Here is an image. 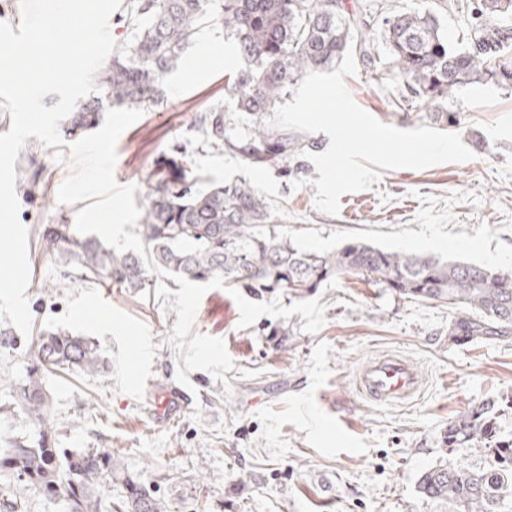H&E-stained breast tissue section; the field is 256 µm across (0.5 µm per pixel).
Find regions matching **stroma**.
<instances>
[{"label": "stroma", "instance_id": "1", "mask_svg": "<svg viewBox=\"0 0 512 512\" xmlns=\"http://www.w3.org/2000/svg\"><path fill=\"white\" fill-rule=\"evenodd\" d=\"M238 67L223 30L202 28L166 79L165 108L144 111L122 133L114 174L135 185L137 207L147 203L157 156L180 144L203 179L254 184L275 224L302 248L325 252L363 240L512 271V91L467 87L443 106L407 111L399 107V84L375 81L362 66L345 76L355 102L378 120L459 134L474 158L384 171L372 188L342 195L331 217L314 207L318 173L306 158L254 165L208 145L195 128L197 113L234 111L224 82ZM53 154L31 137L17 159L38 174L31 190L16 191L28 231L33 326L92 338L108 365L103 377L60 372L47 379L56 447L114 450L169 512H460L422 496L417 482L441 464H492L488 447L443 444L448 424L475 405H490L499 437L512 438V335L451 344L448 324L458 310L361 276L317 288L326 318L318 334L304 332L298 314L265 315L242 329L234 298L216 288L203 296L193 330L224 339L234 368L222 382L189 373L195 392L188 405L157 423V397L179 387L177 353L167 342L177 314L155 293L159 275L140 291L88 283L73 278L64 255L43 250L40 228L74 223L83 208L59 203L70 169ZM298 179L305 187L292 190ZM32 342L0 322L1 438L32 428L12 392L34 362ZM386 352L425 374L415 401L377 405L360 393L358 372Z\"/></svg>", "mask_w": 512, "mask_h": 512}]
</instances>
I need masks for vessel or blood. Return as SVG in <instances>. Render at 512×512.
Listing matches in <instances>:
<instances>
[{
	"instance_id": "1",
	"label": "vessel or blood",
	"mask_w": 512,
	"mask_h": 512,
	"mask_svg": "<svg viewBox=\"0 0 512 512\" xmlns=\"http://www.w3.org/2000/svg\"><path fill=\"white\" fill-rule=\"evenodd\" d=\"M357 384L368 400L389 405L413 398L423 389L425 378L398 356L382 354L360 371Z\"/></svg>"
}]
</instances>
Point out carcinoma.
Returning a JSON list of instances; mask_svg holds the SVG:
<instances>
[{
	"label": "carcinoma",
	"instance_id": "1",
	"mask_svg": "<svg viewBox=\"0 0 512 512\" xmlns=\"http://www.w3.org/2000/svg\"><path fill=\"white\" fill-rule=\"evenodd\" d=\"M462 12L474 9L466 26L465 47L448 44V32L431 7L386 14L378 38L368 18L374 0L348 10L343 0H126L118 17L127 37L95 76L100 95L77 103L70 135L99 122L104 105L159 108L166 102V77L184 63L205 19L232 39L240 68L224 83L236 116L222 109L196 115L195 126L212 146L262 165L298 152L305 144L267 125L274 110L309 72L342 62L348 49L375 70V80L405 89L402 103H444L471 85L493 84L499 68L512 71V0H457ZM381 47H375V43ZM248 124V136L233 133ZM140 223L148 257L161 268L191 282L220 274L231 287L256 294L280 290L303 299L324 282L341 276H366L399 295L444 302L469 310L448 325L449 339L461 343L512 333V273L427 254L384 250L353 240L333 251L299 248L276 229L265 197L250 182L237 179L198 187L200 177L186 150L174 147L154 171ZM41 245L65 254L80 280L105 281L119 288L147 287L149 270L134 252H117L69 224L41 230ZM36 364L13 398L33 425L29 437L12 436L0 445V512H21L14 484L61 503L62 512H110L116 485L119 506L127 512H167L165 506L125 471L111 451L55 447L46 377L76 370L97 375L106 365L99 347L85 336L44 329L36 337ZM490 407L478 405L452 421L444 445L451 448L493 445L497 465L490 469L439 465L424 471L417 484L426 498L447 500L463 512H500L512 497V439H496Z\"/></svg>",
	"mask_w": 512,
	"mask_h": 512
}]
</instances>
